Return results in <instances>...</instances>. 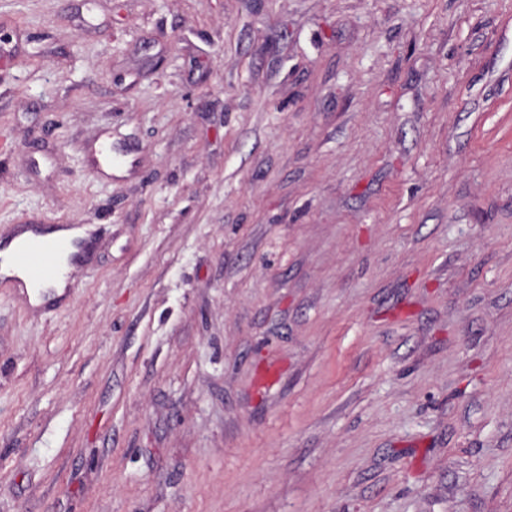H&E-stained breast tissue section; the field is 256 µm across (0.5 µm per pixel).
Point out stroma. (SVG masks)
I'll list each match as a JSON object with an SVG mask.
<instances>
[{
  "instance_id": "35a3bbf8",
  "label": "stroma",
  "mask_w": 512,
  "mask_h": 512,
  "mask_svg": "<svg viewBox=\"0 0 512 512\" xmlns=\"http://www.w3.org/2000/svg\"><path fill=\"white\" fill-rule=\"evenodd\" d=\"M18 224L0 512H512V0H0Z\"/></svg>"
}]
</instances>
